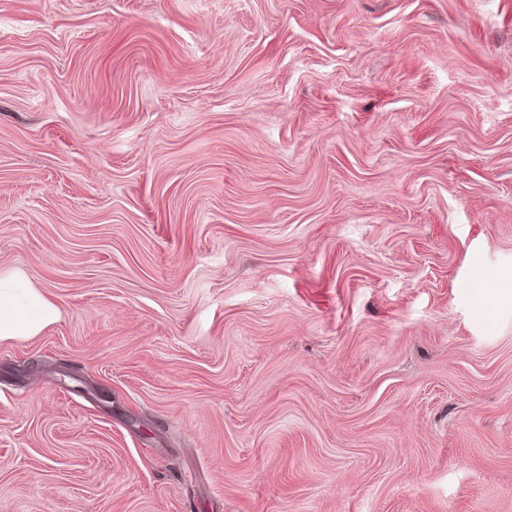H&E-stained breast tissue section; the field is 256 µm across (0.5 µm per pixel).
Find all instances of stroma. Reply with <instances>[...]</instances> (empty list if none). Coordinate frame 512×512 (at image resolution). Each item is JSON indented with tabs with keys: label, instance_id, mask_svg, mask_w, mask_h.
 Segmentation results:
<instances>
[{
	"label": "stroma",
	"instance_id": "1",
	"mask_svg": "<svg viewBox=\"0 0 512 512\" xmlns=\"http://www.w3.org/2000/svg\"><path fill=\"white\" fill-rule=\"evenodd\" d=\"M0 512H512V0H0ZM58 316L57 307L24 275L0 271V341L38 335Z\"/></svg>",
	"mask_w": 512,
	"mask_h": 512
}]
</instances>
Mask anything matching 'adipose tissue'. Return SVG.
<instances>
[{
    "label": "adipose tissue",
    "instance_id": "adipose-tissue-1",
    "mask_svg": "<svg viewBox=\"0 0 512 512\" xmlns=\"http://www.w3.org/2000/svg\"><path fill=\"white\" fill-rule=\"evenodd\" d=\"M57 307L16 271H0V341L35 336L54 323Z\"/></svg>",
    "mask_w": 512,
    "mask_h": 512
}]
</instances>
